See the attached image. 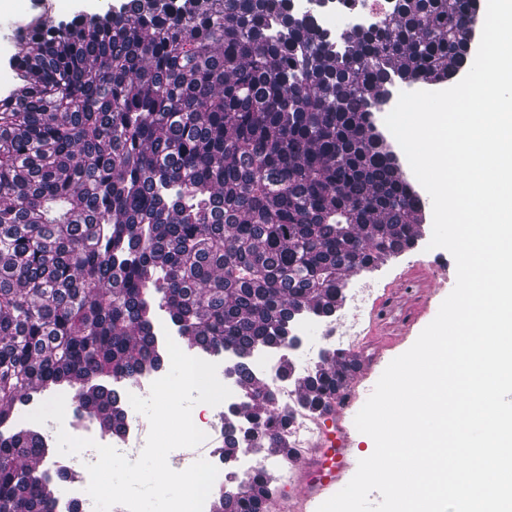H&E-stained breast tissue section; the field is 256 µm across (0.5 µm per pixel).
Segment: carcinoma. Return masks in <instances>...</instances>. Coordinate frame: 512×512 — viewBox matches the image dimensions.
<instances>
[{
  "label": "carcinoma",
  "mask_w": 512,
  "mask_h": 512,
  "mask_svg": "<svg viewBox=\"0 0 512 512\" xmlns=\"http://www.w3.org/2000/svg\"><path fill=\"white\" fill-rule=\"evenodd\" d=\"M294 0H124L16 29L0 89V427L11 403L65 393L114 432L117 383L163 365L157 311L190 345L232 351L254 404L224 447L288 442L289 419L243 358L331 317L344 271L415 246L424 204L371 120L387 86L465 65L478 0H392L336 33ZM355 363L336 349L296 403L320 414ZM55 446L0 432V512H55L23 463ZM269 474L214 512H266Z\"/></svg>",
  "instance_id": "cac0c4a2"
}]
</instances>
